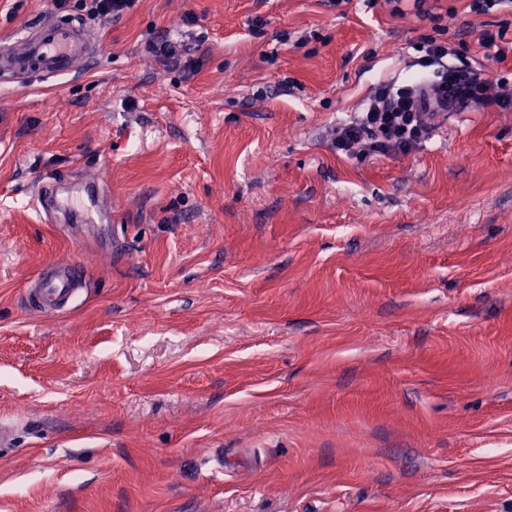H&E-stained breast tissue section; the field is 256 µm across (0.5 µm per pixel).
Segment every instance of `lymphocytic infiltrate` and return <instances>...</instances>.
I'll return each instance as SVG.
<instances>
[{
  "label": "lymphocytic infiltrate",
  "instance_id": "lymphocytic-infiltrate-1",
  "mask_svg": "<svg viewBox=\"0 0 512 512\" xmlns=\"http://www.w3.org/2000/svg\"><path fill=\"white\" fill-rule=\"evenodd\" d=\"M420 51V64L432 69L433 81L381 85L365 112L337 126L336 151L360 157L406 155L429 133L433 106L512 107V82L449 63L454 50L447 42L427 39Z\"/></svg>",
  "mask_w": 512,
  "mask_h": 512
}]
</instances>
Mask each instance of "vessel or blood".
I'll return each mask as SVG.
<instances>
[{
    "label": "vessel or blood",
    "instance_id": "b4317fda",
    "mask_svg": "<svg viewBox=\"0 0 512 512\" xmlns=\"http://www.w3.org/2000/svg\"><path fill=\"white\" fill-rule=\"evenodd\" d=\"M92 44L86 30L74 19L47 17L30 26L12 43L0 46V79L11 77L30 85L36 80L71 72L73 62L87 60ZM85 277L70 260L46 263L31 279L27 295L38 311L67 309Z\"/></svg>",
    "mask_w": 512,
    "mask_h": 512
}]
</instances>
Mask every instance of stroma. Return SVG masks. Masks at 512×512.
<instances>
[{"instance_id":"1","label":"stroma","mask_w":512,"mask_h":512,"mask_svg":"<svg viewBox=\"0 0 512 512\" xmlns=\"http://www.w3.org/2000/svg\"><path fill=\"white\" fill-rule=\"evenodd\" d=\"M469 0H438L461 62ZM364 0H0L89 74L0 84V512H512V109L441 112L408 155L336 152L379 84L431 77ZM177 48L165 58L156 48ZM111 220L43 221L59 185ZM87 285L24 301L55 259ZM65 467H58V460ZM90 1L88 11L105 23L130 8L135 0H83Z\"/></svg>"}]
</instances>
